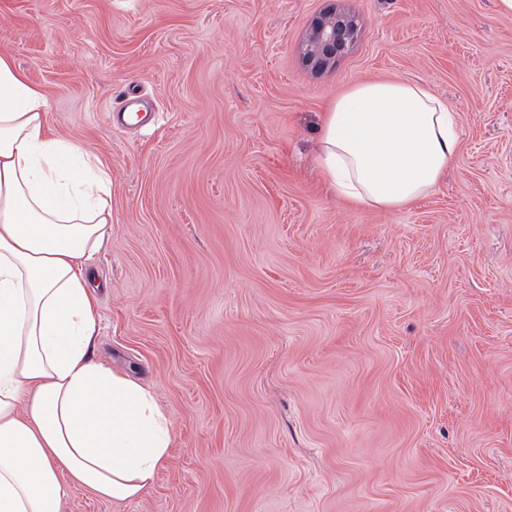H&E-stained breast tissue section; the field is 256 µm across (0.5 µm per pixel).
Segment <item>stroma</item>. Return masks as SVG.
I'll use <instances>...</instances> for the list:
<instances>
[{"label":"stroma","mask_w":512,"mask_h":512,"mask_svg":"<svg viewBox=\"0 0 512 512\" xmlns=\"http://www.w3.org/2000/svg\"><path fill=\"white\" fill-rule=\"evenodd\" d=\"M336 6L335 67L302 43ZM0 54L112 178L96 354L172 444L144 496L61 512H512V15L497 0H0ZM458 114L438 188L337 200L323 114L359 81ZM152 123L109 120L129 93ZM358 21L350 12L332 7L311 24L302 45L306 60L317 69L331 67L353 45Z\"/></svg>","instance_id":"stroma-1"}]
</instances>
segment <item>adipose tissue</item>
Returning <instances> with one entry per match:
<instances>
[{
    "label": "adipose tissue",
    "instance_id": "adipose-tissue-1",
    "mask_svg": "<svg viewBox=\"0 0 512 512\" xmlns=\"http://www.w3.org/2000/svg\"><path fill=\"white\" fill-rule=\"evenodd\" d=\"M457 114L425 81L359 82L324 115L337 197L392 211L432 192ZM110 176L54 137L42 93L0 55V512H59L68 485L143 496L172 441L154 396L94 354L89 261L112 237Z\"/></svg>",
    "mask_w": 512,
    "mask_h": 512
}]
</instances>
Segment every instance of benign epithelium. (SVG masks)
Wrapping results in <instances>:
<instances>
[{"mask_svg":"<svg viewBox=\"0 0 512 512\" xmlns=\"http://www.w3.org/2000/svg\"><path fill=\"white\" fill-rule=\"evenodd\" d=\"M358 30V21L350 12L336 7L325 10L310 26L303 55L318 69L331 67L353 45Z\"/></svg>","mask_w":512,"mask_h":512,"instance_id":"obj_1","label":"benign epithelium"}]
</instances>
